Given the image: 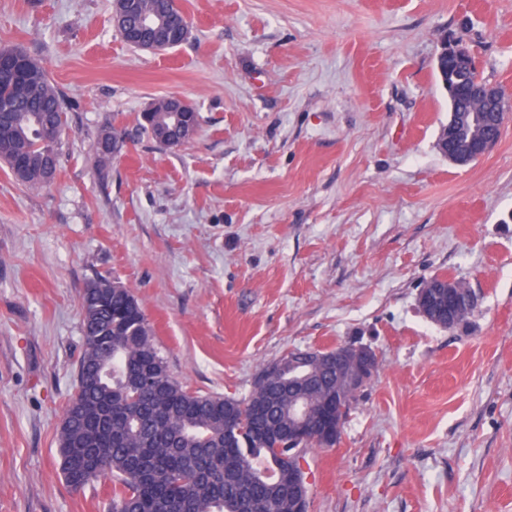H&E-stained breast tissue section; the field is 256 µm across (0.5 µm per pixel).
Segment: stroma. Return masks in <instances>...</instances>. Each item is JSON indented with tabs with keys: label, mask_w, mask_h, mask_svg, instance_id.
Masks as SVG:
<instances>
[{
	"label": "stroma",
	"mask_w": 512,
	"mask_h": 512,
	"mask_svg": "<svg viewBox=\"0 0 512 512\" xmlns=\"http://www.w3.org/2000/svg\"><path fill=\"white\" fill-rule=\"evenodd\" d=\"M113 0H0V45L65 95L50 188L0 164V512H107L65 483L56 444L95 274L131 288L189 389L241 397L285 352L370 346L378 366L340 443L305 454L310 512H512V121L480 159L438 147L443 39L512 92V0H180L159 53ZM201 128L135 134L152 100ZM132 130L106 170L105 129ZM470 283L468 332L420 312L433 277ZM172 1L171 4V15L167 19L168 25L172 28V31L174 33V37L179 39L178 42H164L160 44H156L151 48H148L147 51H163L166 49H172L183 42L186 41L188 33H189V22L185 15V13L182 10L181 4L179 0H170Z\"/></svg>",
	"instance_id": "1"
}]
</instances>
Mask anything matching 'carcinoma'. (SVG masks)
Instances as JSON below:
<instances>
[{"label":"carcinoma","instance_id":"carcinoma-1","mask_svg":"<svg viewBox=\"0 0 512 512\" xmlns=\"http://www.w3.org/2000/svg\"><path fill=\"white\" fill-rule=\"evenodd\" d=\"M158 0H139L127 18L153 41ZM19 54L24 76L5 73L0 101V161L31 189L48 187L59 168L61 140L46 141L41 127L64 126V102L45 63L16 46H0V56ZM172 101L150 103L140 130L159 142H190L200 129L183 132L170 112ZM114 129L97 141L99 169L112 159ZM24 165L15 166L17 159ZM83 345L75 391L69 398L57 443L60 470L68 487L81 491L99 478H112L108 512H296L288 451L291 407L299 401L322 411L341 401L350 412L358 400L336 388V369L315 350H291L261 370L249 394L237 399L192 391L170 372L144 309L133 291L97 275L81 291ZM335 416L316 420L306 446L329 448L325 433Z\"/></svg>","mask_w":512,"mask_h":512}]
</instances>
